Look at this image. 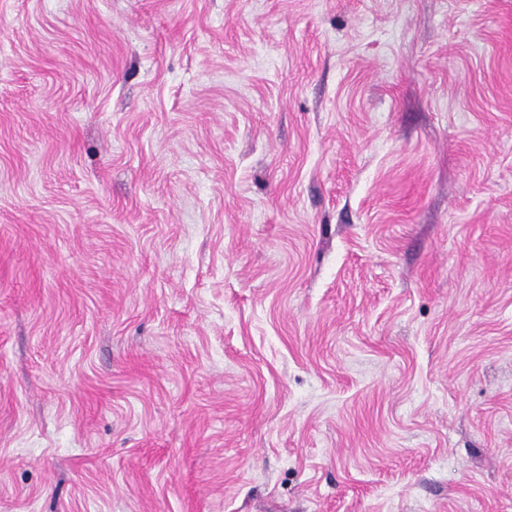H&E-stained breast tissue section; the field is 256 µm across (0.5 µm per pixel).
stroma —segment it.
Instances as JSON below:
<instances>
[{"label": "stroma", "mask_w": 512, "mask_h": 512, "mask_svg": "<svg viewBox=\"0 0 512 512\" xmlns=\"http://www.w3.org/2000/svg\"><path fill=\"white\" fill-rule=\"evenodd\" d=\"M0 512H512V0H0Z\"/></svg>", "instance_id": "1"}]
</instances>
